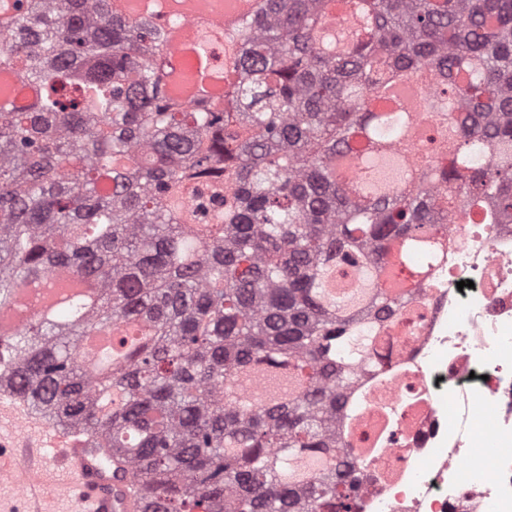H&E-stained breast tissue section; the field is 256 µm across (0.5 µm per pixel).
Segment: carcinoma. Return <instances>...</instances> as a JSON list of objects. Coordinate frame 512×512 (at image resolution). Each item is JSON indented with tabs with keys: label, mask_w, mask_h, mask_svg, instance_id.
I'll return each instance as SVG.
<instances>
[{
	"label": "carcinoma",
	"mask_w": 512,
	"mask_h": 512,
	"mask_svg": "<svg viewBox=\"0 0 512 512\" xmlns=\"http://www.w3.org/2000/svg\"><path fill=\"white\" fill-rule=\"evenodd\" d=\"M0 70V309L66 272L93 289L0 334V389L112 450L147 512H358L351 418L397 267L481 211L512 224V0H257L219 96L167 89L168 25L113 0H12ZM422 83L430 114L375 102ZM412 157L369 195V157ZM375 272L355 309L325 274ZM148 335L91 370L84 336ZM325 465L297 474L293 460Z\"/></svg>",
	"instance_id": "cac0c4a2"
}]
</instances>
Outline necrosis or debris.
<instances>
[{"mask_svg":"<svg viewBox=\"0 0 512 512\" xmlns=\"http://www.w3.org/2000/svg\"><path fill=\"white\" fill-rule=\"evenodd\" d=\"M384 321L353 428L374 444L361 512H512V225L460 224ZM484 426L496 449L476 464Z\"/></svg>","mask_w":512,"mask_h":512,"instance_id":"4bbe7bcc","label":"necrosis or debris"}]
</instances>
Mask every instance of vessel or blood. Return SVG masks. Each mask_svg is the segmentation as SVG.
I'll return each instance as SVG.
<instances>
[{"label": "vessel or blood", "instance_id": "1", "mask_svg": "<svg viewBox=\"0 0 512 512\" xmlns=\"http://www.w3.org/2000/svg\"><path fill=\"white\" fill-rule=\"evenodd\" d=\"M36 418L32 412L24 421L26 448L0 450V486L21 495L26 512H50L55 505L63 512H140L131 473H113L102 449L90 447L78 430L57 426L38 441Z\"/></svg>", "mask_w": 512, "mask_h": 512}]
</instances>
